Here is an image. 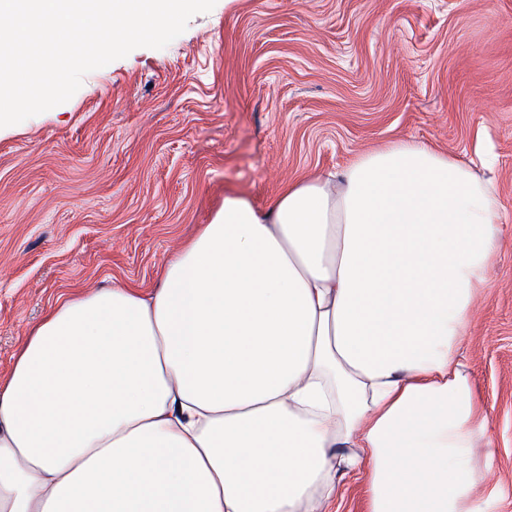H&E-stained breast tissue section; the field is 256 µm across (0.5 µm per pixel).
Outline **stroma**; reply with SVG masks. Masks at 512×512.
Wrapping results in <instances>:
<instances>
[{"label": "stroma", "mask_w": 512, "mask_h": 512, "mask_svg": "<svg viewBox=\"0 0 512 512\" xmlns=\"http://www.w3.org/2000/svg\"><path fill=\"white\" fill-rule=\"evenodd\" d=\"M483 149L505 239L464 338L512 512V0H217L0 134V378L59 297L154 288L224 197L388 142Z\"/></svg>", "instance_id": "35a3bbf8"}]
</instances>
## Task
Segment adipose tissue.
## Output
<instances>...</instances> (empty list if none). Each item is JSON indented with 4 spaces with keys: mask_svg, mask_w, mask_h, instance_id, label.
Masks as SVG:
<instances>
[{
    "mask_svg": "<svg viewBox=\"0 0 512 512\" xmlns=\"http://www.w3.org/2000/svg\"><path fill=\"white\" fill-rule=\"evenodd\" d=\"M476 164L391 143L228 194L158 288L59 298L0 379V512H491L463 363L504 241ZM335 512H368V480L365 474L347 477L342 481L340 495L332 506Z\"/></svg>",
    "mask_w": 512,
    "mask_h": 512,
    "instance_id": "obj_1",
    "label": "adipose tissue"
}]
</instances>
